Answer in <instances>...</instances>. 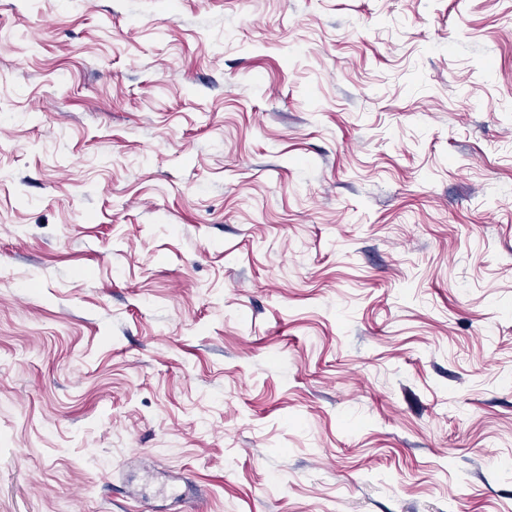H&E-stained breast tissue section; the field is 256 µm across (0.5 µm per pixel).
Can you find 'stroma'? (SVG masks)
<instances>
[{
    "mask_svg": "<svg viewBox=\"0 0 512 512\" xmlns=\"http://www.w3.org/2000/svg\"><path fill=\"white\" fill-rule=\"evenodd\" d=\"M0 512H512V0H0Z\"/></svg>",
    "mask_w": 512,
    "mask_h": 512,
    "instance_id": "stroma-1",
    "label": "stroma"
}]
</instances>
